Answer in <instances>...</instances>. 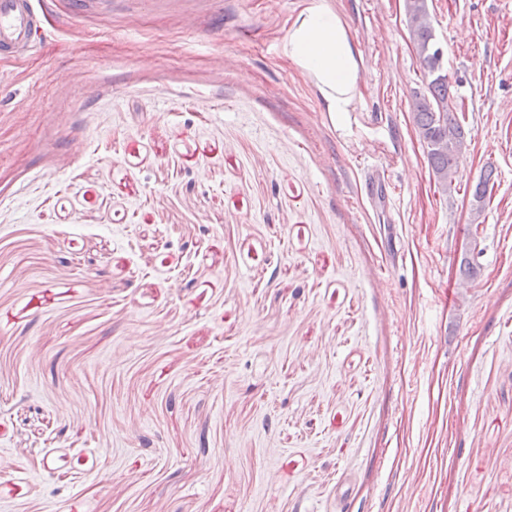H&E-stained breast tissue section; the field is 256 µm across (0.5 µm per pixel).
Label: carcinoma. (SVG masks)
I'll use <instances>...</instances> for the list:
<instances>
[{
    "label": "carcinoma",
    "instance_id": "obj_1",
    "mask_svg": "<svg viewBox=\"0 0 512 512\" xmlns=\"http://www.w3.org/2000/svg\"><path fill=\"white\" fill-rule=\"evenodd\" d=\"M404 7L418 62L423 73L428 75L435 56L436 43L428 0H405ZM449 98L450 82L445 79H433L428 82L426 92L415 95L412 102L415 128L420 141L425 145L432 173L445 192L451 190L456 173L455 159L466 144L465 130L450 112ZM494 173L493 167L485 168L472 189L475 223L479 222L487 201L490 200L489 186Z\"/></svg>",
    "mask_w": 512,
    "mask_h": 512
}]
</instances>
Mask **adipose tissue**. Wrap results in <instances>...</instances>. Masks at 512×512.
Segmentation results:
<instances>
[{
    "instance_id": "1",
    "label": "adipose tissue",
    "mask_w": 512,
    "mask_h": 512,
    "mask_svg": "<svg viewBox=\"0 0 512 512\" xmlns=\"http://www.w3.org/2000/svg\"><path fill=\"white\" fill-rule=\"evenodd\" d=\"M283 52L308 79L329 118L353 111L364 61L331 0H300Z\"/></svg>"
}]
</instances>
